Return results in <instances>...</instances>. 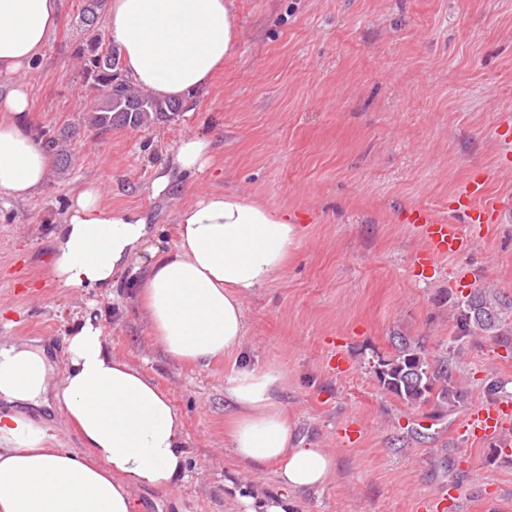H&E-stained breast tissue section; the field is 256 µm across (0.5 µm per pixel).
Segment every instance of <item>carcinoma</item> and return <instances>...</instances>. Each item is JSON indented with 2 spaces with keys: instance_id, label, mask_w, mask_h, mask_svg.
<instances>
[{
  "instance_id": "cac0c4a2",
  "label": "carcinoma",
  "mask_w": 512,
  "mask_h": 512,
  "mask_svg": "<svg viewBox=\"0 0 512 512\" xmlns=\"http://www.w3.org/2000/svg\"><path fill=\"white\" fill-rule=\"evenodd\" d=\"M79 53L83 73L99 91L88 115V124L99 134L117 126L139 128L169 122L186 110L183 101H161L139 92L122 75L118 51L103 48L98 38L88 39ZM456 327L455 342L479 335L509 344L512 297L491 288L474 289L457 302ZM393 346V353L373 365L376 380L387 392L408 405L431 404L439 410H455L467 401V390L452 380L448 355L431 361L418 344L404 336L396 337Z\"/></svg>"
}]
</instances>
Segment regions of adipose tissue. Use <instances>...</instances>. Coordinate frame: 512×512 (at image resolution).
<instances>
[{
  "mask_svg": "<svg viewBox=\"0 0 512 512\" xmlns=\"http://www.w3.org/2000/svg\"><path fill=\"white\" fill-rule=\"evenodd\" d=\"M62 10V0H0V194L24 202L50 182L54 159L21 118L33 71ZM106 27L131 83L160 100L185 99L210 86L236 53V0H109ZM215 139L186 136L148 187L169 193L215 164ZM175 248L161 250L139 207L105 204L97 182L70 198L56 224L53 276L65 288L121 287L129 266L156 345L170 361L205 366L241 353L249 332L247 297L280 278L300 226L294 213L236 192H210L180 208ZM58 388L42 349L0 341V512H133L135 489H170L188 478L183 420L144 370L112 353L96 315L67 339ZM285 378L246 363L224 382L226 445L238 461L274 466L282 495L240 490L243 512H290L288 492L324 487L336 473L327 448L296 445L283 401ZM57 407L88 453L49 447L24 405Z\"/></svg>",
  "mask_w": 512,
  "mask_h": 512,
  "instance_id": "obj_1",
  "label": "adipose tissue"
}]
</instances>
